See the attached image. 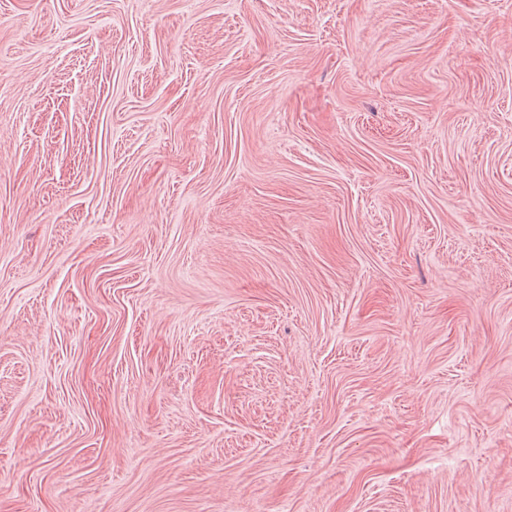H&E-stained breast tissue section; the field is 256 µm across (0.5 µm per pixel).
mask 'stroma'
<instances>
[{
    "label": "stroma",
    "mask_w": 512,
    "mask_h": 512,
    "mask_svg": "<svg viewBox=\"0 0 512 512\" xmlns=\"http://www.w3.org/2000/svg\"><path fill=\"white\" fill-rule=\"evenodd\" d=\"M0 512H512V0H0Z\"/></svg>",
    "instance_id": "35a3bbf8"
}]
</instances>
